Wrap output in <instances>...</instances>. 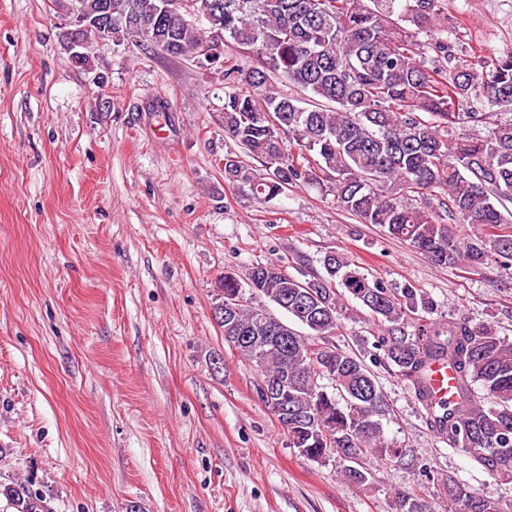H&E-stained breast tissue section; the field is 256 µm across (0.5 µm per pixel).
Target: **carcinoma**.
<instances>
[{"label": "carcinoma", "mask_w": 512, "mask_h": 512, "mask_svg": "<svg viewBox=\"0 0 512 512\" xmlns=\"http://www.w3.org/2000/svg\"><path fill=\"white\" fill-rule=\"evenodd\" d=\"M86 18L107 12V39L119 47L147 43L175 57L199 58L209 31L225 47L250 51L246 67L224 53V135L242 154H224V179L269 202L290 188L333 195L336 207L374 224L441 268L480 274L491 265L512 272V221L498 205L512 201V48L487 59L456 58L440 37L446 0H68ZM432 34L418 43L408 27ZM282 79L300 96L282 94ZM481 90L489 111L467 109ZM484 126V136L448 141V130ZM295 150L285 151L283 138ZM257 158L255 169L242 156ZM454 224L479 236L462 243ZM325 274L294 277L277 263L224 275L214 319L260 380L288 375V438L314 462L358 455L343 473L368 482L371 458L405 460L385 444L379 418L387 405L356 355L330 347L346 315L345 297L379 323L376 360L398 369L426 411L430 429L470 454L486 472L512 478V344L488 324L466 317L405 325L433 310L423 290L389 288L345 254L323 258ZM235 310L224 314L225 304ZM308 330L274 323L268 304ZM448 363V400L433 399L428 368ZM328 383L323 384L321 380ZM493 400L485 406L484 399ZM448 512H505L451 476L436 475ZM0 496L19 512H44L28 481H0ZM400 512H434L416 492L400 496Z\"/></svg>", "instance_id": "cac0c4a2"}]
</instances>
